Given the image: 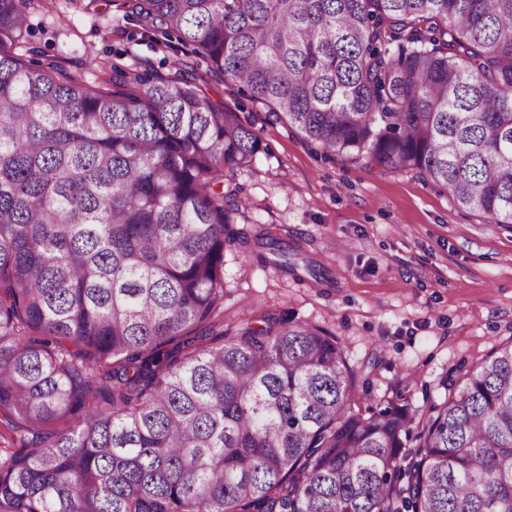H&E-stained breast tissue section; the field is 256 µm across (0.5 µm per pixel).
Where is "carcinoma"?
<instances>
[{
	"label": "carcinoma",
	"instance_id": "1",
	"mask_svg": "<svg viewBox=\"0 0 512 512\" xmlns=\"http://www.w3.org/2000/svg\"><path fill=\"white\" fill-rule=\"evenodd\" d=\"M0 0V512H512V341L351 409L336 336L220 330L218 187L261 151L179 68L88 81ZM326 158L512 226V0H133ZM284 272L288 243L260 233Z\"/></svg>",
	"mask_w": 512,
	"mask_h": 512
}]
</instances>
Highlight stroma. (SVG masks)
Listing matches in <instances>:
<instances>
[{"label": "stroma", "mask_w": 512, "mask_h": 512, "mask_svg": "<svg viewBox=\"0 0 512 512\" xmlns=\"http://www.w3.org/2000/svg\"><path fill=\"white\" fill-rule=\"evenodd\" d=\"M124 2L36 0L26 60L101 80L115 66L140 76L186 66L261 139L251 166L224 178L249 201L233 212V229L288 241L334 281L295 280L261 266L250 245L227 244L225 329L285 316L334 334L360 411L399 391L418 406L441 400L443 378L512 341V228L459 208L418 172L315 155L266 105L225 85L191 47L143 27Z\"/></svg>", "instance_id": "obj_1"}]
</instances>
